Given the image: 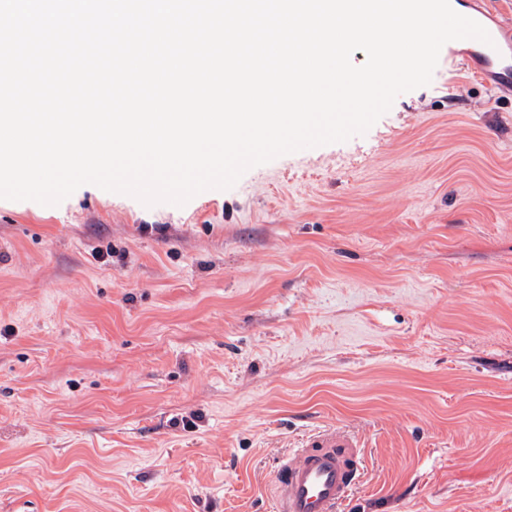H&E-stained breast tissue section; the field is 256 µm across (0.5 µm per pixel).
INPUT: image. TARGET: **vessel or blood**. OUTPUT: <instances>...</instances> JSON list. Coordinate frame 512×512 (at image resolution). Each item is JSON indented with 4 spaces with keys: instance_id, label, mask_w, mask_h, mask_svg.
Returning a JSON list of instances; mask_svg holds the SVG:
<instances>
[{
    "instance_id": "1",
    "label": "vessel or blood",
    "mask_w": 512,
    "mask_h": 512,
    "mask_svg": "<svg viewBox=\"0 0 512 512\" xmlns=\"http://www.w3.org/2000/svg\"><path fill=\"white\" fill-rule=\"evenodd\" d=\"M459 14L481 24L492 42L464 40L450 59L473 73L492 92L512 93V19L481 0H450ZM364 475L362 444L349 430L317 427L301 437L277 466L275 512H340Z\"/></svg>"
}]
</instances>
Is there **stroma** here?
<instances>
[{
	"label": "stroma",
	"instance_id": "obj_1",
	"mask_svg": "<svg viewBox=\"0 0 512 512\" xmlns=\"http://www.w3.org/2000/svg\"><path fill=\"white\" fill-rule=\"evenodd\" d=\"M321 424L364 445L341 512H512V96L443 53L181 207L0 199V512H272Z\"/></svg>",
	"mask_w": 512,
	"mask_h": 512
}]
</instances>
